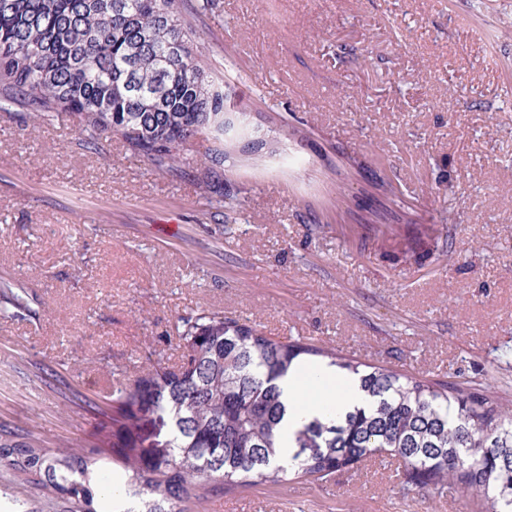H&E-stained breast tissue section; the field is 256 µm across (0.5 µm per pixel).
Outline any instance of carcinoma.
Listing matches in <instances>:
<instances>
[{"label":"carcinoma","mask_w":512,"mask_h":512,"mask_svg":"<svg viewBox=\"0 0 512 512\" xmlns=\"http://www.w3.org/2000/svg\"><path fill=\"white\" fill-rule=\"evenodd\" d=\"M229 84L209 80L191 50L177 0H0V112L47 122L79 116L77 140L98 148L118 136L158 168L181 161L200 136L216 146L211 173L229 158L225 137L245 128L224 104ZM265 140L241 154L263 162ZM377 195L397 196L388 174ZM187 368L152 360L148 372L112 394V438L120 467L96 494L100 453L57 454L0 438V464L70 504L69 512H208L218 492L265 483L324 480L345 467L389 458L407 484L441 497L459 486L486 512H512V410L460 387L433 385L382 367L336 360V353L275 340L219 313L176 325ZM303 355L351 376L365 403L306 420L281 452L286 405L278 381Z\"/></svg>","instance_id":"1"}]
</instances>
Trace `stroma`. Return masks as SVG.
<instances>
[{
	"mask_svg": "<svg viewBox=\"0 0 512 512\" xmlns=\"http://www.w3.org/2000/svg\"><path fill=\"white\" fill-rule=\"evenodd\" d=\"M191 3V49L243 86L274 152L254 170L232 151L213 192L207 139L160 169L117 137L78 146L69 113L0 112V280L28 301L0 310V429L93 446L113 387L149 353L176 368L175 324L204 312L512 408V0H218L202 18ZM375 170L398 197L373 199ZM370 205L411 221L349 235ZM389 475L365 462L211 512H476ZM64 508L0 468V512Z\"/></svg>",
	"mask_w": 512,
	"mask_h": 512,
	"instance_id": "stroma-1",
	"label": "stroma"
}]
</instances>
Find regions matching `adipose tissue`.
<instances>
[{"label":"adipose tissue","mask_w":512,"mask_h":512,"mask_svg":"<svg viewBox=\"0 0 512 512\" xmlns=\"http://www.w3.org/2000/svg\"><path fill=\"white\" fill-rule=\"evenodd\" d=\"M282 398L288 406L285 434L292 432L304 421L327 407L340 408L358 403L360 395L354 382L335 383L327 370L315 376H306L303 370L289 373L280 382Z\"/></svg>","instance_id":"obj_1"}]
</instances>
